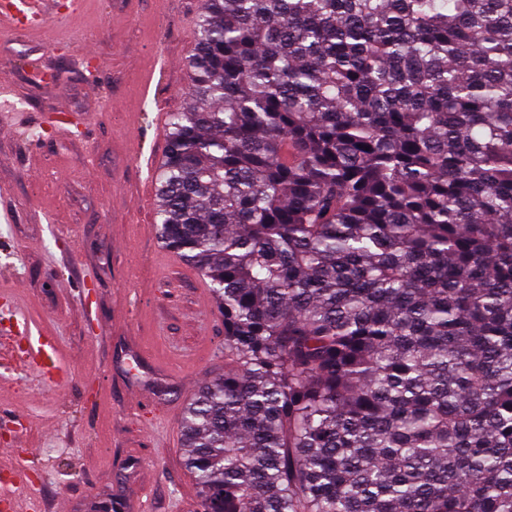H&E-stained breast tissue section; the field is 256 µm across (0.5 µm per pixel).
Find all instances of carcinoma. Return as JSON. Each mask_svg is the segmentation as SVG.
Returning a JSON list of instances; mask_svg holds the SVG:
<instances>
[{"label":"carcinoma","mask_w":512,"mask_h":512,"mask_svg":"<svg viewBox=\"0 0 512 512\" xmlns=\"http://www.w3.org/2000/svg\"><path fill=\"white\" fill-rule=\"evenodd\" d=\"M187 66L198 512H512V0H203Z\"/></svg>","instance_id":"1"}]
</instances>
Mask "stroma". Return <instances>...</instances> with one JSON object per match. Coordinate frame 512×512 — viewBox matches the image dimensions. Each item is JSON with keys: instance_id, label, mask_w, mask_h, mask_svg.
<instances>
[{"instance_id": "1", "label": "stroma", "mask_w": 512, "mask_h": 512, "mask_svg": "<svg viewBox=\"0 0 512 512\" xmlns=\"http://www.w3.org/2000/svg\"><path fill=\"white\" fill-rule=\"evenodd\" d=\"M201 0H87L33 32L0 31V289L52 327L74 369L60 391L0 385V444L29 468L43 512H197L180 421L224 372V318L202 277L158 241L154 197L122 198L163 157ZM57 85L33 86L25 71Z\"/></svg>"}]
</instances>
